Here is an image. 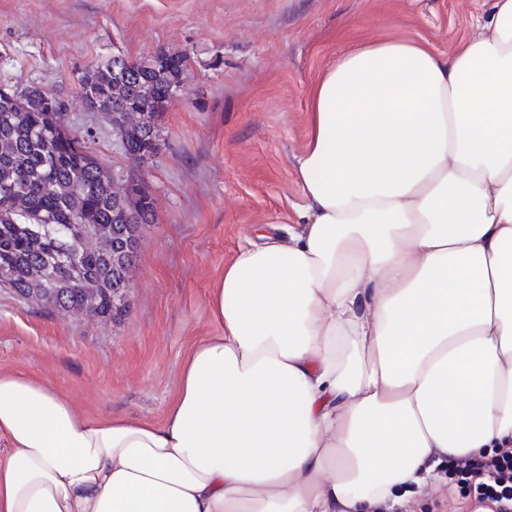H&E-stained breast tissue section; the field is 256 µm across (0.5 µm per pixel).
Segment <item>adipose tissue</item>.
<instances>
[{"instance_id": "ef3b65f1", "label": "adipose tissue", "mask_w": 512, "mask_h": 512, "mask_svg": "<svg viewBox=\"0 0 512 512\" xmlns=\"http://www.w3.org/2000/svg\"><path fill=\"white\" fill-rule=\"evenodd\" d=\"M296 173L299 227L225 263L162 423L0 371V512H385L512 448V0L447 56L343 53Z\"/></svg>"}]
</instances>
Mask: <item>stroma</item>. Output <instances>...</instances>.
<instances>
[{
  "instance_id": "35a3bbf8",
  "label": "stroma",
  "mask_w": 512,
  "mask_h": 512,
  "mask_svg": "<svg viewBox=\"0 0 512 512\" xmlns=\"http://www.w3.org/2000/svg\"><path fill=\"white\" fill-rule=\"evenodd\" d=\"M481 0H0V87L35 86L65 106L100 161L131 169L78 78L115 55L187 52L146 166L155 220L142 230L123 316L104 322L0 290V371L40 375L88 415L161 422L186 354L220 325L210 299L224 263L267 224L295 226V164L308 90L348 48L377 38L449 54ZM440 468L407 512H476Z\"/></svg>"
}]
</instances>
